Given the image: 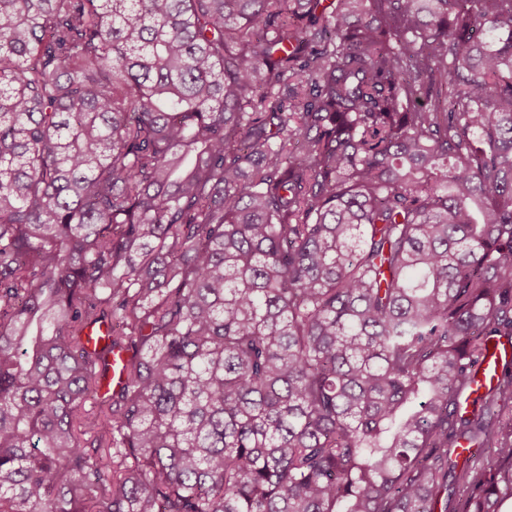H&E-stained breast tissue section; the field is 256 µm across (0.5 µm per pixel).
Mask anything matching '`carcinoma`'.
<instances>
[{"label":"carcinoma","instance_id":"obj_1","mask_svg":"<svg viewBox=\"0 0 512 512\" xmlns=\"http://www.w3.org/2000/svg\"><path fill=\"white\" fill-rule=\"evenodd\" d=\"M494 336L512 0H0V512H504Z\"/></svg>","mask_w":512,"mask_h":512}]
</instances>
